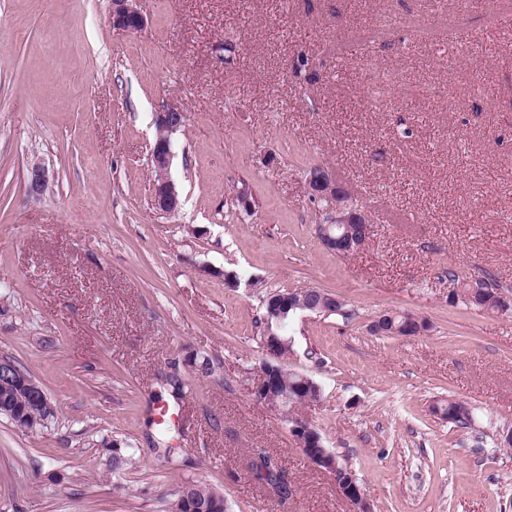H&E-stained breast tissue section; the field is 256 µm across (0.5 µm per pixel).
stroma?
<instances>
[{"instance_id": "1", "label": "stroma", "mask_w": 512, "mask_h": 512, "mask_svg": "<svg viewBox=\"0 0 512 512\" xmlns=\"http://www.w3.org/2000/svg\"><path fill=\"white\" fill-rule=\"evenodd\" d=\"M138 7L128 34L109 0H0V356L54 408L35 433L0 418V512H167L191 481L227 512H351L252 394L264 298L308 287L351 316L293 317L284 365L319 385L301 413L373 512H512V313L448 302L452 271L512 297V23L495 0ZM170 105L186 122L165 215L149 156ZM315 166L370 216L356 253L316 234ZM394 310L428 330L370 333ZM448 398L470 427L433 413ZM261 453L287 497L255 479ZM27 191L32 196H39L46 189L49 182V171L38 160L29 164L26 174Z\"/></svg>"}]
</instances>
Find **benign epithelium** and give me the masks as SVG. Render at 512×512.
Returning a JSON list of instances; mask_svg holds the SVG:
<instances>
[{"label":"benign epithelium","mask_w":512,"mask_h":512,"mask_svg":"<svg viewBox=\"0 0 512 512\" xmlns=\"http://www.w3.org/2000/svg\"><path fill=\"white\" fill-rule=\"evenodd\" d=\"M112 27L134 33L143 29L145 19L137 7V0H110ZM186 121V113L179 107L170 105L157 113L156 138L151 149L150 161L155 173L151 190V205L162 214H172L179 207V192L175 182L169 176V168L173 157L171 135L180 129ZM27 191L32 196L44 192L49 182V171L38 160L29 164L26 174ZM309 197L315 201L329 200L322 210L321 242L330 251L349 254L362 247V243L354 237L336 236L331 231L335 224H360L369 228L367 213L352 205L338 206L332 202L333 197L349 195L327 168L317 166L306 176ZM288 345L286 340H267L264 344L266 359L262 364L254 387L253 395L261 403L271 406L281 413L282 420L288 423V430L298 447L302 448L306 458L315 466L334 473L338 492L350 503L353 512H372L370 503L356 479L350 473H343L338 467L336 457L323 446L320 433L311 426L304 417L288 409L291 402L300 401L304 404L313 402L311 394L300 390L302 397L290 394L281 389L279 375L283 374L281 364V348ZM0 386L10 388L24 387L33 401L34 408L20 410L12 404L0 403V416L18 424L28 432L39 430L49 419L47 407L50 398L43 385L36 379L20 372L12 358L0 356Z\"/></svg>","instance_id":"obj_1"}]
</instances>
